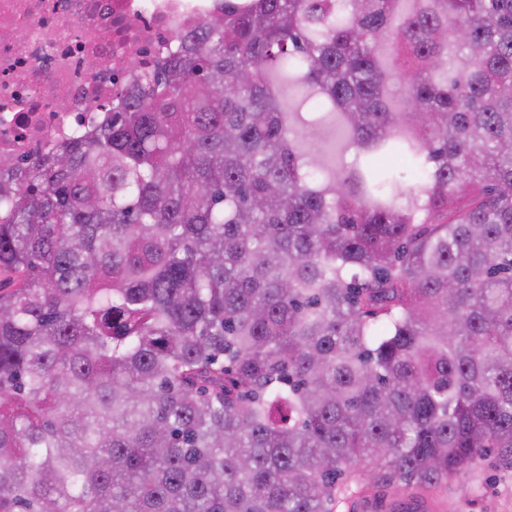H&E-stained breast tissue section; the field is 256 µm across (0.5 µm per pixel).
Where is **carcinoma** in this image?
<instances>
[{"mask_svg": "<svg viewBox=\"0 0 512 512\" xmlns=\"http://www.w3.org/2000/svg\"><path fill=\"white\" fill-rule=\"evenodd\" d=\"M0 512H335L512 460V0H224L0 184ZM413 500L401 483L374 484L366 477L353 479L350 492L336 512H399L400 505Z\"/></svg>", "mask_w": 512, "mask_h": 512, "instance_id": "obj_1", "label": "carcinoma"}]
</instances>
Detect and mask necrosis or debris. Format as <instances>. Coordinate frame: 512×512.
Instances as JSON below:
<instances>
[{
  "label": "necrosis or debris",
  "mask_w": 512,
  "mask_h": 512,
  "mask_svg": "<svg viewBox=\"0 0 512 512\" xmlns=\"http://www.w3.org/2000/svg\"><path fill=\"white\" fill-rule=\"evenodd\" d=\"M224 0H0V162L51 157L103 123Z\"/></svg>",
  "instance_id": "necrosis-or-debris-1"
}]
</instances>
